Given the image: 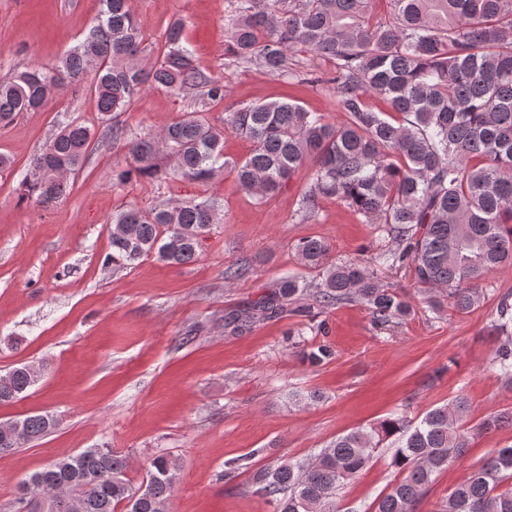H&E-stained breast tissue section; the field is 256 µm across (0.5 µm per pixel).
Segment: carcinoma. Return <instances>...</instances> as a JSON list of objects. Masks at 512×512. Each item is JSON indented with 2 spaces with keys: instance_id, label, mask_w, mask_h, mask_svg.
<instances>
[{
  "instance_id": "carcinoma-1",
  "label": "carcinoma",
  "mask_w": 512,
  "mask_h": 512,
  "mask_svg": "<svg viewBox=\"0 0 512 512\" xmlns=\"http://www.w3.org/2000/svg\"><path fill=\"white\" fill-rule=\"evenodd\" d=\"M235 2L225 54L291 81L333 85L345 120L331 123L291 99L246 104L222 128L187 113L157 137L129 142L117 182L172 172L205 183L229 167L241 190L263 202L307 166L311 177L299 200L304 214L335 198L363 223L379 225L390 242L362 259L332 262L324 240L300 239L298 259L321 274L316 302L357 301L385 326L410 308L381 284V269L405 266L425 292L448 297L458 312L472 311L486 275L512 268V0H387L385 22L375 15L376 0ZM183 27L180 20L169 25L153 59L129 0H100L95 24L76 46L52 64H33L0 82V126L41 110L52 91L82 84L105 116L126 111L147 88L224 99V83L202 72L184 45ZM299 53L326 58L334 68L305 80L295 69ZM372 97L387 108L371 104ZM228 130L252 143L245 159H224ZM92 136L74 121L60 127L31 162L26 197L42 207L58 202L64 177L82 168ZM217 223L207 200L125 208L112 220V265L125 267L152 252L169 266L188 264ZM307 288L295 276L282 278L259 302L261 314H277ZM497 311L503 332L512 324V297H502ZM493 368L512 383V337L496 348ZM40 377L33 364L0 375V402L24 398ZM467 411L459 396L417 420L392 413L309 458L257 470L253 483L275 502V512H338L339 491L385 445L403 477L373 512H415L436 473L464 451ZM16 422L21 431L10 439L12 449L56 426L49 414ZM127 469L125 457L89 448L32 474L20 488L21 501L26 512H171L173 459L151 461L141 493ZM508 479L512 446L465 477L441 512H512V485L500 490Z\"/></svg>"
}]
</instances>
